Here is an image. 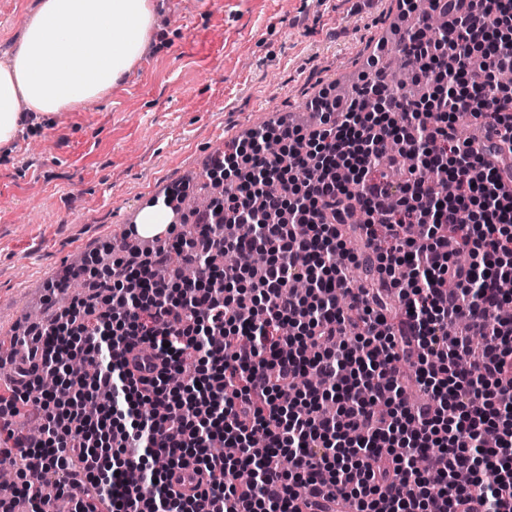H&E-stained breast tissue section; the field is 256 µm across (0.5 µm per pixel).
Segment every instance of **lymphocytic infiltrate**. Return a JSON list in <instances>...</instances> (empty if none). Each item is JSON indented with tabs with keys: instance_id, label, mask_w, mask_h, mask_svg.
<instances>
[{
	"instance_id": "1",
	"label": "lymphocytic infiltrate",
	"mask_w": 512,
	"mask_h": 512,
	"mask_svg": "<svg viewBox=\"0 0 512 512\" xmlns=\"http://www.w3.org/2000/svg\"><path fill=\"white\" fill-rule=\"evenodd\" d=\"M431 4L447 28L422 22L398 44L422 95L374 67L353 100L314 98L313 131L265 127L216 161L223 194L172 247L192 278L165 275L162 247L88 267L87 296L34 334L0 393V464L22 461L0 512L59 496L71 512H324L333 492L355 512H512V193L456 128L467 118L512 152V0ZM351 225L378 288L351 287ZM225 250L234 267L213 264ZM384 287L408 321L390 320ZM454 320L481 350L449 336ZM138 345L162 372L129 369ZM27 404L34 443L10 422ZM217 438L236 454L213 455ZM189 467L206 482L186 497L172 478Z\"/></svg>"
}]
</instances>
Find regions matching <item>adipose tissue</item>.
Masks as SVG:
<instances>
[{
	"instance_id": "obj_1",
	"label": "adipose tissue",
	"mask_w": 512,
	"mask_h": 512,
	"mask_svg": "<svg viewBox=\"0 0 512 512\" xmlns=\"http://www.w3.org/2000/svg\"><path fill=\"white\" fill-rule=\"evenodd\" d=\"M165 39L151 0H41L0 67V150L26 122H49L103 97L149 43Z\"/></svg>"
}]
</instances>
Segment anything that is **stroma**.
Returning <instances> with one entry per match:
<instances>
[{
    "label": "stroma",
    "instance_id": "stroma-1",
    "mask_svg": "<svg viewBox=\"0 0 512 512\" xmlns=\"http://www.w3.org/2000/svg\"><path fill=\"white\" fill-rule=\"evenodd\" d=\"M38 0L0 11L8 63ZM172 36L101 99L21 135L0 156V338L41 306L46 282L125 231L124 216L165 183L210 184L218 144L319 91L350 96L381 41L414 25L398 0H154Z\"/></svg>",
    "mask_w": 512,
    "mask_h": 512
}]
</instances>
